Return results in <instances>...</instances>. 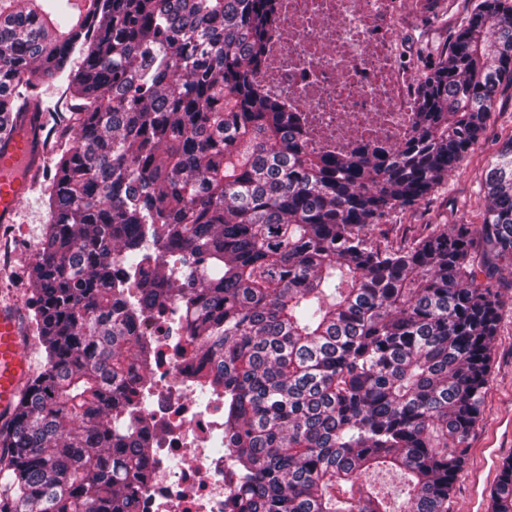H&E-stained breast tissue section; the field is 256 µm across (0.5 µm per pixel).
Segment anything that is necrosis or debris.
I'll list each match as a JSON object with an SVG mask.
<instances>
[{
    "mask_svg": "<svg viewBox=\"0 0 512 512\" xmlns=\"http://www.w3.org/2000/svg\"><path fill=\"white\" fill-rule=\"evenodd\" d=\"M271 51L257 78L301 112L308 143L343 152L360 140L401 141L414 115L411 54L401 32L409 0H279ZM182 317L145 315L138 339L148 369L133 413L148 426V480L135 512H224L234 484L216 447L224 391L197 397L196 352Z\"/></svg>",
    "mask_w": 512,
    "mask_h": 512,
    "instance_id": "1",
    "label": "necrosis or debris"
}]
</instances>
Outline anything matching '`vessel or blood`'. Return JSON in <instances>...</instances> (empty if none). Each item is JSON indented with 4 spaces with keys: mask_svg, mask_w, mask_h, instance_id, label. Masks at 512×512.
<instances>
[{
    "mask_svg": "<svg viewBox=\"0 0 512 512\" xmlns=\"http://www.w3.org/2000/svg\"><path fill=\"white\" fill-rule=\"evenodd\" d=\"M35 145L30 134L20 133L0 151V221L12 222L29 187L27 169ZM29 367L23 354L18 319L11 308L0 306V415L13 410Z\"/></svg>",
    "mask_w": 512,
    "mask_h": 512,
    "instance_id": "b4317fda",
    "label": "vessel or blood"
}]
</instances>
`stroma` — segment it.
<instances>
[{
	"instance_id": "35a3bbf8",
	"label": "stroma",
	"mask_w": 512,
	"mask_h": 512,
	"mask_svg": "<svg viewBox=\"0 0 512 512\" xmlns=\"http://www.w3.org/2000/svg\"><path fill=\"white\" fill-rule=\"evenodd\" d=\"M467 15V4L460 0L452 15L444 17L435 27L418 32L410 38L409 48L423 65H430L448 41L452 28L460 25ZM500 102L489 129L491 138L479 142L467 162L450 175L430 199L405 211H397L386 217L376 228L377 236L390 244L403 246L423 233L426 224H477L481 221L484 200L478 195V181L494 154L492 138L506 139L512 136V88L499 95ZM50 215L43 201V188L33 185L27 199L21 203L15 217L13 230L21 243L38 249L42 246V233ZM34 258L23 257L7 265H0V305L13 306L19 318L20 333L32 374L43 368V349L33 339L30 330L32 280L30 270ZM502 276L506 282L500 290L499 322L491 351V372L484 390L481 416L471 438L466 467L479 462V450L490 437L501 435L500 419L512 413V262H503Z\"/></svg>"
}]
</instances>
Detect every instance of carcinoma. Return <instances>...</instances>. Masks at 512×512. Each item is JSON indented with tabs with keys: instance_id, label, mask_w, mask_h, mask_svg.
<instances>
[{
	"instance_id": "carcinoma-1",
	"label": "carcinoma",
	"mask_w": 512,
	"mask_h": 512,
	"mask_svg": "<svg viewBox=\"0 0 512 512\" xmlns=\"http://www.w3.org/2000/svg\"><path fill=\"white\" fill-rule=\"evenodd\" d=\"M277 0H0V145L72 121L43 177L51 222L30 323L44 368L0 426V512H134L149 449L130 412L146 312L176 306L224 388L230 512H448L490 373L512 258V138L482 223L375 236L484 139L512 87V0H475L424 73L402 142L309 148L256 80ZM82 66L70 67L74 54ZM397 471L393 499L368 483ZM512 512V461L490 491Z\"/></svg>"
}]
</instances>
